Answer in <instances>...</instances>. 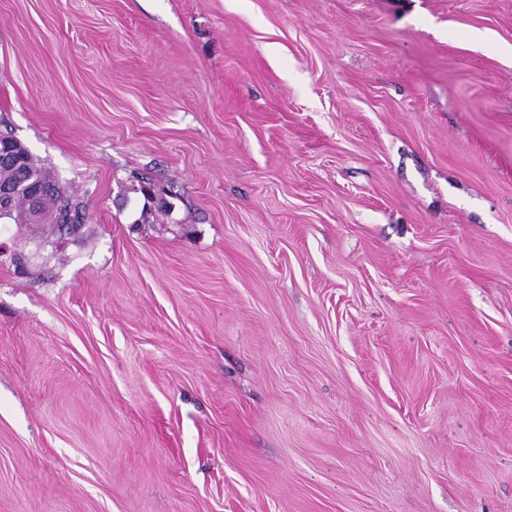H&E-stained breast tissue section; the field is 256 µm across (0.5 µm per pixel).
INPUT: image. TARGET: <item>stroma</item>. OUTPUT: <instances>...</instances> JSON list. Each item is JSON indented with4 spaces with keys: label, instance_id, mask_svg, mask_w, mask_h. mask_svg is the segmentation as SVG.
I'll return each instance as SVG.
<instances>
[{
    "label": "stroma",
    "instance_id": "1",
    "mask_svg": "<svg viewBox=\"0 0 512 512\" xmlns=\"http://www.w3.org/2000/svg\"><path fill=\"white\" fill-rule=\"evenodd\" d=\"M0 512H512V0H0ZM2 142L12 156L13 162L0 165V183H15L24 186L27 182L36 180L47 185L55 184L60 188L57 194L48 192L39 199L46 187L43 184H32L28 188V196L33 202L38 199L39 201L37 206L30 208V202L24 188L14 195L16 191L14 186H1L0 184V201H6L14 195L7 202L6 205L10 210L5 211L6 214L2 219L12 220L9 215L11 211L15 215L23 214L29 206L30 212L33 211L35 222L32 221L29 215H22L15 218L16 224H52L59 233L63 225L81 224L80 203L75 202L65 190H62L55 175L42 166L38 160H35L28 149L10 135L0 134V146ZM16 162H19V164L15 165Z\"/></svg>",
    "mask_w": 512,
    "mask_h": 512
}]
</instances>
